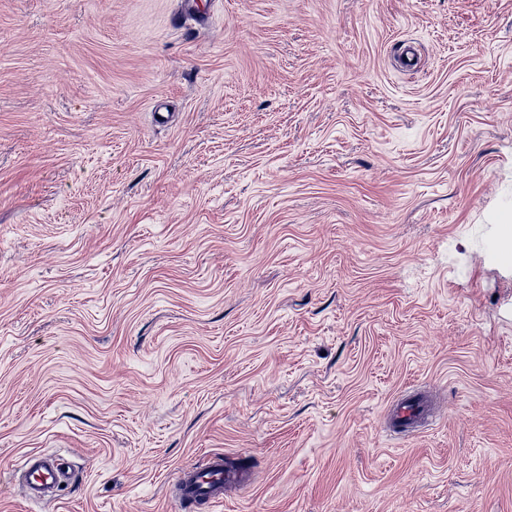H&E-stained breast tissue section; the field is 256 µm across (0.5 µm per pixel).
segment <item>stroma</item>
<instances>
[{
	"instance_id": "obj_1",
	"label": "stroma",
	"mask_w": 512,
	"mask_h": 512,
	"mask_svg": "<svg viewBox=\"0 0 512 512\" xmlns=\"http://www.w3.org/2000/svg\"><path fill=\"white\" fill-rule=\"evenodd\" d=\"M199 3L0 0V512H512V0ZM431 420V408L427 401L419 396L401 398L391 413L393 426L408 433L428 424ZM197 467L185 469L174 481L173 499L179 502H198L199 509L208 511L224 502V486L240 480V473L224 465V456L213 453ZM21 475L25 495L32 501H43L49 491L70 480L63 464L41 454H32L26 458Z\"/></svg>"
}]
</instances>
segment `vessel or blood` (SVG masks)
<instances>
[{"label":"vessel or blood","instance_id":"vessel-or-blood-1","mask_svg":"<svg viewBox=\"0 0 512 512\" xmlns=\"http://www.w3.org/2000/svg\"><path fill=\"white\" fill-rule=\"evenodd\" d=\"M431 419L432 411L429 404L418 396L401 398L391 413L393 426L408 433L428 424ZM21 475L25 495L32 501L44 500L49 491L58 488L69 479L68 471L63 464L41 454H33L26 458ZM239 479V471L225 465L222 454L213 453L207 456L202 465L179 473L174 482V498L184 503L200 502L205 512H213L214 508L224 501L225 485Z\"/></svg>","mask_w":512,"mask_h":512}]
</instances>
